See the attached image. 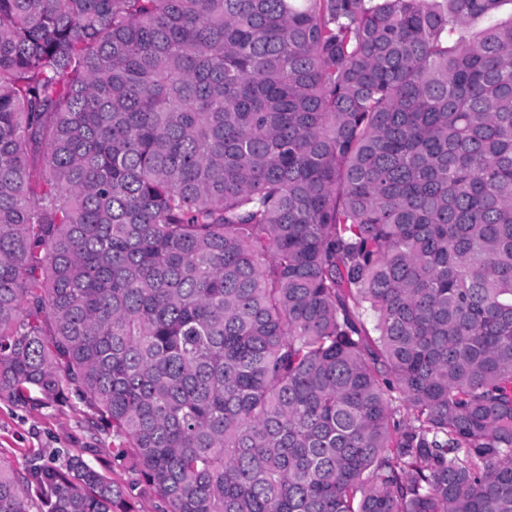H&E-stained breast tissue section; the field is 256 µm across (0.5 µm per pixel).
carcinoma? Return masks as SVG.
I'll return each instance as SVG.
<instances>
[{"instance_id":"obj_1","label":"carcinoma","mask_w":512,"mask_h":512,"mask_svg":"<svg viewBox=\"0 0 512 512\" xmlns=\"http://www.w3.org/2000/svg\"><path fill=\"white\" fill-rule=\"evenodd\" d=\"M506 3L0 0V512H512ZM93 418L80 404L40 407L0 396V459L23 472L34 454L67 448L106 471L112 481L128 483L131 477L112 467V435L97 430Z\"/></svg>"}]
</instances>
